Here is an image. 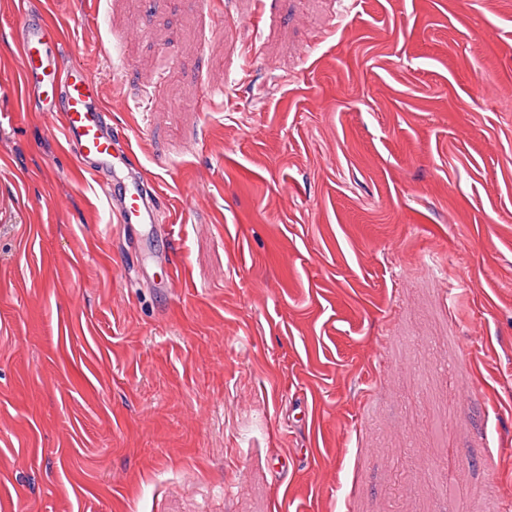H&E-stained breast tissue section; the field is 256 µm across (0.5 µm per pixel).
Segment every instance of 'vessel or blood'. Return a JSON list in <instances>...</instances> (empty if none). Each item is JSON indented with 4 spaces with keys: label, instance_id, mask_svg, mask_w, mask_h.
Returning <instances> with one entry per match:
<instances>
[{
    "label": "vessel or blood",
    "instance_id": "obj_1",
    "mask_svg": "<svg viewBox=\"0 0 512 512\" xmlns=\"http://www.w3.org/2000/svg\"><path fill=\"white\" fill-rule=\"evenodd\" d=\"M15 37L28 98L56 113L66 146L78 149L80 172L104 191L110 222L127 229L159 223L158 193L148 179L118 175L119 163L134 151L105 119L100 81L81 65L66 62L61 33L41 13L22 10Z\"/></svg>",
    "mask_w": 512,
    "mask_h": 512
}]
</instances>
